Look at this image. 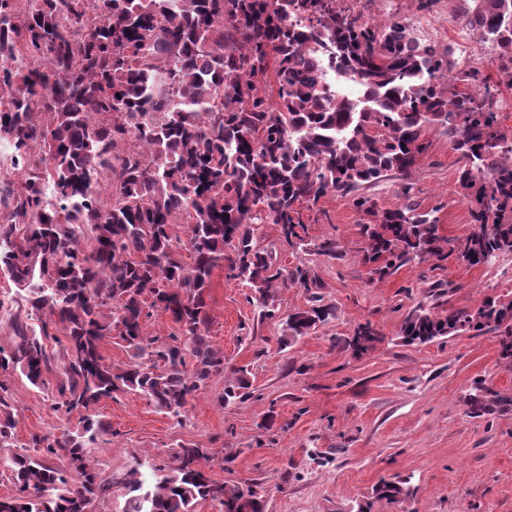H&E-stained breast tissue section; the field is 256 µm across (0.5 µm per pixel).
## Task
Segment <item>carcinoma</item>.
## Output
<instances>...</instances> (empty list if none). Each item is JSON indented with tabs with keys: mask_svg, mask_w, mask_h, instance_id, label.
<instances>
[{
	"mask_svg": "<svg viewBox=\"0 0 512 512\" xmlns=\"http://www.w3.org/2000/svg\"><path fill=\"white\" fill-rule=\"evenodd\" d=\"M345 2L0 0V143L21 173L0 182V274L17 287L0 374L19 371L39 388L55 359L48 343L60 345L53 410L81 424L33 437L36 455L0 458L16 486L0 512H87L115 485L127 490L122 512H194L206 499L224 512H265L252 486L208 477L194 445L180 446L171 466L137 460L110 481L87 453L105 431L88 413L102 399L135 392L179 419L224 373L205 302L214 268L250 288L263 319L276 317L272 288L306 291L307 306L283 322L286 346L336 318L314 269L275 265L251 225L276 224L288 246L334 259L335 241L306 240L302 212L339 195L363 215V262L380 278L443 260L460 242L471 266L512 254V132L496 95L459 89L471 74L448 47L415 39L401 12L376 21ZM460 12L495 48L499 84L512 87V0H462ZM290 13L305 24L288 22ZM323 57L369 96L340 95L330 106ZM432 131L457 155L473 226L461 241L439 234L440 207L413 200L411 175ZM385 179L398 180L403 205H378L370 189ZM175 224L187 225L189 264ZM151 309L170 314L180 333L145 336ZM487 329L512 359V300L499 297L474 310L419 307L402 335L426 344ZM106 338L123 344L125 368L105 363ZM379 340L367 322L347 348L360 354ZM248 388L239 376L223 403ZM474 390L469 413L512 411V395L480 381ZM4 392L0 383V447L15 428ZM377 494L398 500L406 491L384 481Z\"/></svg>",
	"mask_w": 512,
	"mask_h": 512,
	"instance_id": "cac0c4a2",
	"label": "carcinoma"
}]
</instances>
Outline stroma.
Instances as JSON below:
<instances>
[{
    "mask_svg": "<svg viewBox=\"0 0 512 512\" xmlns=\"http://www.w3.org/2000/svg\"><path fill=\"white\" fill-rule=\"evenodd\" d=\"M429 140L411 176L416 199L440 206L442 236H465L472 224L455 182L457 156L447 137L434 132ZM304 221L310 241L335 240V260L291 249L274 224L253 225V241L276 264L311 266L335 320L282 346L280 320H260L248 288L216 267L209 334L227 372L190 398L178 420L134 393L96 404L93 414L109 426L90 448L101 478L137 458L167 463L191 444L207 450L210 478L256 485L267 512H512V412L474 418L466 402L478 380L512 394V363L500 360L496 332L420 345L401 336L409 312L441 284L450 288L440 301L447 311L476 309L489 296L511 300L512 255L477 267L453 256L412 262L373 281L361 261L362 217L344 198H322ZM367 322L382 339L353 354L346 342ZM236 368L246 369L252 395L226 406L221 397ZM58 378L51 371L37 388L21 374L0 375L15 419L11 449L77 428L78 416L62 422L51 408ZM383 479L405 482L409 496L378 498Z\"/></svg>",
    "mask_w": 512,
    "mask_h": 512,
    "instance_id": "35a3bbf8",
    "label": "stroma"
}]
</instances>
